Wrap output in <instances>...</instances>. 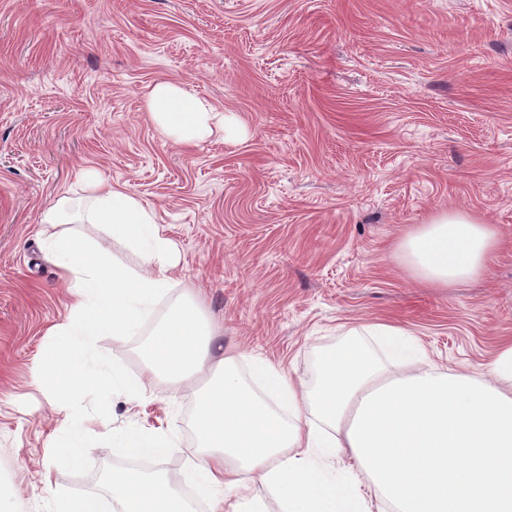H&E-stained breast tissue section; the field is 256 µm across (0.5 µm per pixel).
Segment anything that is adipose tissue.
<instances>
[{
    "label": "adipose tissue",
    "instance_id": "obj_1",
    "mask_svg": "<svg viewBox=\"0 0 512 512\" xmlns=\"http://www.w3.org/2000/svg\"><path fill=\"white\" fill-rule=\"evenodd\" d=\"M159 127L185 143L203 140L215 113L173 83L147 94ZM97 225L102 240L76 232ZM40 245L69 292L65 316L47 331L34 371L59 420L54 464L73 463L94 436L83 407L139 400L149 379L180 384L213 373L197 396L194 427L203 451L202 512H243L257 475L281 512H512V339L479 373L432 361L410 330L389 323L349 328L320 350L309 375L221 355V328L192 297L170 300L180 264L173 240L134 197L98 183L92 194H61L40 221ZM499 245L494 225L444 210L398 245L414 276L435 288L482 277ZM134 256L121 262L118 252ZM169 306L144 347L147 377L131 380L101 354V337H136L161 301ZM115 512H184L186 495L158 474L112 475Z\"/></svg>",
    "mask_w": 512,
    "mask_h": 512
}]
</instances>
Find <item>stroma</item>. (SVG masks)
I'll return each mask as SVG.
<instances>
[{
	"label": "stroma",
	"mask_w": 512,
	"mask_h": 512,
	"mask_svg": "<svg viewBox=\"0 0 512 512\" xmlns=\"http://www.w3.org/2000/svg\"><path fill=\"white\" fill-rule=\"evenodd\" d=\"M161 81L223 127L195 145L162 133L145 101ZM99 178L154 210L181 253L174 297L202 295L225 350L301 379L349 327L389 320L482 370L512 336V0H0V489L20 512L43 507L56 416L31 373L68 303L40 218ZM444 209L502 246L481 279L432 288L397 243ZM143 344L99 349L135 379ZM205 382L157 377L103 423L174 432L152 469L197 486ZM142 458L102 438L52 481L108 500Z\"/></svg>",
	"instance_id": "1"
}]
</instances>
